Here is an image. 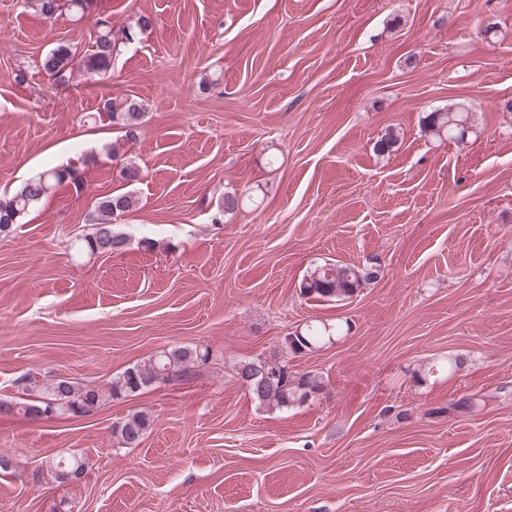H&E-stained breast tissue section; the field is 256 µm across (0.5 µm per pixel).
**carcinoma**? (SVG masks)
I'll use <instances>...</instances> for the list:
<instances>
[{"instance_id":"cac0c4a2","label":"carcinoma","mask_w":512,"mask_h":512,"mask_svg":"<svg viewBox=\"0 0 512 512\" xmlns=\"http://www.w3.org/2000/svg\"><path fill=\"white\" fill-rule=\"evenodd\" d=\"M33 8L45 18H53L63 7L76 13L87 10L88 0H31ZM96 37L83 53L71 44H60L47 52L41 59L43 72L56 83H66L79 71L106 74L120 46L133 41L134 32L120 30L121 38L113 34L111 22L99 17L95 21ZM113 125L124 132L122 138L108 145V153L116 156L123 144L138 137L143 117L142 105L133 98L120 104L107 100L103 105ZM430 131L450 139L463 134L467 116L462 112H431L425 117ZM75 172L69 168L52 167L37 177L24 182L15 193L0 198V237L6 238L13 232L19 219L35 203L49 196L58 186L74 179ZM137 204L130 193L108 194L94 202V209L88 215L92 232L78 239L81 249L90 255L112 254L127 243L126 235L117 228V220ZM380 266L371 258L363 266L324 263L303 276L298 284L299 293L306 297L327 301H344L352 298L361 288L378 278ZM339 328L325 323L308 325L296 334L288 335L284 345L293 354H305L321 348L333 339ZM208 352L192 347H175L159 352L143 363L126 368L112 379L105 390L80 386L70 378H58L47 383L27 372L17 379L18 387L14 399L0 400L4 413H21L38 417L49 408L57 414L83 416L108 399L119 400L135 396L160 381L188 378L196 366L204 361ZM324 388L322 377L317 373L299 374L288 371V365L272 360L267 373L252 384L250 396L260 406L289 409L306 402L310 392H321ZM151 426L149 415L144 411L135 412L113 426V433L121 444L129 447L138 445ZM86 459L81 455L68 458H52L45 461V469L57 482L66 481L65 472L85 470Z\"/></svg>"}]
</instances>
